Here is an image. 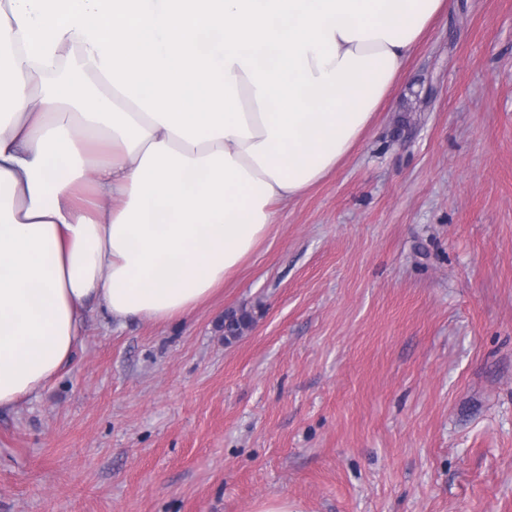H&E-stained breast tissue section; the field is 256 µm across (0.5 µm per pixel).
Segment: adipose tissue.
Returning <instances> with one entry per match:
<instances>
[{"mask_svg":"<svg viewBox=\"0 0 512 512\" xmlns=\"http://www.w3.org/2000/svg\"><path fill=\"white\" fill-rule=\"evenodd\" d=\"M0 15V409L88 312L190 315L275 204L353 150L451 0H9ZM78 48L104 87L33 79Z\"/></svg>","mask_w":512,"mask_h":512,"instance_id":"obj_1","label":"adipose tissue"}]
</instances>
